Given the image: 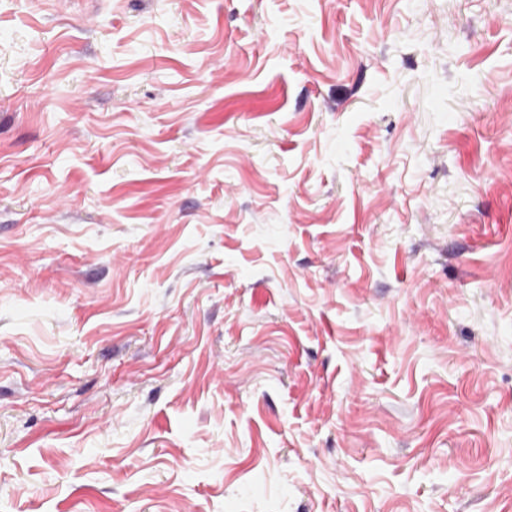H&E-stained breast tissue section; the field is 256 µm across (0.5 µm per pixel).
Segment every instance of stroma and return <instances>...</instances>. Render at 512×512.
I'll use <instances>...</instances> for the list:
<instances>
[{"instance_id":"1","label":"stroma","mask_w":512,"mask_h":512,"mask_svg":"<svg viewBox=\"0 0 512 512\" xmlns=\"http://www.w3.org/2000/svg\"><path fill=\"white\" fill-rule=\"evenodd\" d=\"M0 512H512V0H0Z\"/></svg>"}]
</instances>
